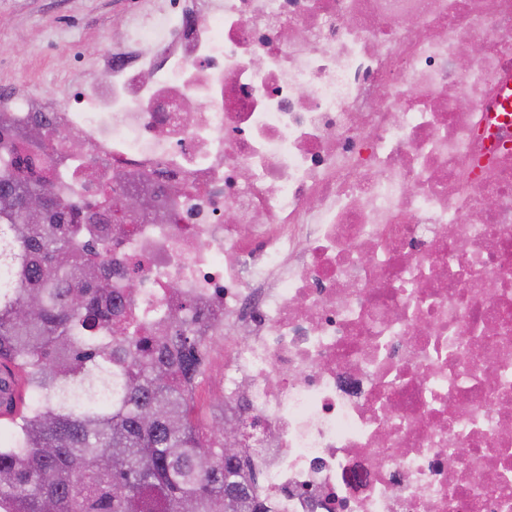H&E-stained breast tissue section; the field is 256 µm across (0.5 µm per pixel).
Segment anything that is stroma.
<instances>
[{
	"label": "stroma",
	"instance_id": "1",
	"mask_svg": "<svg viewBox=\"0 0 512 512\" xmlns=\"http://www.w3.org/2000/svg\"><path fill=\"white\" fill-rule=\"evenodd\" d=\"M156 0H0V89L61 95L95 72L113 32Z\"/></svg>",
	"mask_w": 512,
	"mask_h": 512
}]
</instances>
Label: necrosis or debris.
Returning a JSON list of instances; mask_svg holds the SVG:
<instances>
[{
  "label": "necrosis or debris",
  "instance_id": "necrosis-or-debris-1",
  "mask_svg": "<svg viewBox=\"0 0 512 512\" xmlns=\"http://www.w3.org/2000/svg\"><path fill=\"white\" fill-rule=\"evenodd\" d=\"M127 28L67 96L0 90V121L51 122L57 194L168 196L108 254L144 317H217L253 496L512 512V0H159Z\"/></svg>",
  "mask_w": 512,
  "mask_h": 512
}]
</instances>
